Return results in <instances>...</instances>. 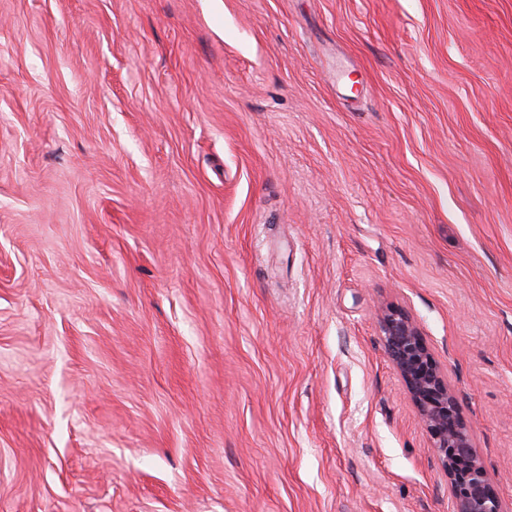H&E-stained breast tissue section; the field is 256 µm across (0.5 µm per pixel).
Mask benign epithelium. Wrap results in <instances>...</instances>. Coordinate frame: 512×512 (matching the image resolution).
Instances as JSON below:
<instances>
[{
	"instance_id": "obj_1",
	"label": "benign epithelium",
	"mask_w": 512,
	"mask_h": 512,
	"mask_svg": "<svg viewBox=\"0 0 512 512\" xmlns=\"http://www.w3.org/2000/svg\"><path fill=\"white\" fill-rule=\"evenodd\" d=\"M380 327L385 350L418 410L448 480L452 512H507L418 323L404 310L390 308L381 316Z\"/></svg>"
}]
</instances>
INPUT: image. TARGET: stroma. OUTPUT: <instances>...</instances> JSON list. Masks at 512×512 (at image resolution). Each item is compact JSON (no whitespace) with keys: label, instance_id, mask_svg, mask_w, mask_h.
<instances>
[{"label":"stroma","instance_id":"stroma-1","mask_svg":"<svg viewBox=\"0 0 512 512\" xmlns=\"http://www.w3.org/2000/svg\"><path fill=\"white\" fill-rule=\"evenodd\" d=\"M390 307L512 504V0H0V512H451Z\"/></svg>","mask_w":512,"mask_h":512}]
</instances>
